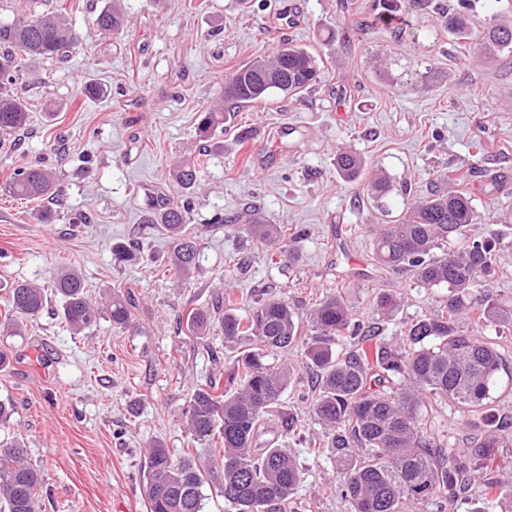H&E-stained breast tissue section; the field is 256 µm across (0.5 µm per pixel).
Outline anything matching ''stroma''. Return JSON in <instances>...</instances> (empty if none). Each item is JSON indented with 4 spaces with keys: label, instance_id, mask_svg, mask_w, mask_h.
Returning a JSON list of instances; mask_svg holds the SVG:
<instances>
[{
    "label": "stroma",
    "instance_id": "35a3bbf8",
    "mask_svg": "<svg viewBox=\"0 0 512 512\" xmlns=\"http://www.w3.org/2000/svg\"><path fill=\"white\" fill-rule=\"evenodd\" d=\"M448 2L398 0L388 11L381 0H288L300 24L286 37L315 53L318 83L225 113L205 140L198 125L221 109L226 75L278 48L267 24L276 0H121L129 25L114 36L92 29L107 0H0V22L60 6L79 36L68 56L23 71L13 90L30 106L27 124L0 137V400L13 407L0 441L21 444L44 471L41 512H147L142 471L156 441L203 466L217 458L218 443L195 441L184 410L196 385L224 375L242 349L224 340L225 309L251 318L259 291L302 319L343 288L354 320L385 343L447 303V288L417 287L376 262L372 230L398 223L416 198L455 192L448 168L470 172L482 215L474 231L497 241L489 293L512 298V52L480 48L481 19L512 23V0H473L477 23L465 39L440 17ZM87 82L106 96L82 97ZM342 146L366 163L355 180L336 171ZM201 151L207 168L182 193L172 168ZM21 164L52 170L55 198L9 194ZM377 173L390 181L386 195L370 189ZM186 201L200 250L175 279L172 240L149 217L159 203ZM219 213L226 223H213ZM255 222L288 225V236L259 248L246 234ZM132 240L135 258L115 262L113 244ZM66 271L98 304L132 289L130 323L104 316L73 333L53 295ZM21 281L50 294L32 321L7 311L5 288ZM384 293L400 298L386 318L376 306ZM196 308L210 317L203 336L182 330ZM302 352L284 355L295 374L258 443L287 446L303 469L288 512H348L330 490L336 469ZM287 416L302 423L289 439L280 434Z\"/></svg>",
    "mask_w": 512,
    "mask_h": 512
}]
</instances>
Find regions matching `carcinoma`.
<instances>
[{
	"mask_svg": "<svg viewBox=\"0 0 512 512\" xmlns=\"http://www.w3.org/2000/svg\"><path fill=\"white\" fill-rule=\"evenodd\" d=\"M468 0L448 9V29L468 36ZM484 49L493 54L512 48V24L491 17ZM128 25L119 0H111L97 15L95 28L117 34ZM77 40L61 10L0 24V135L21 130L28 120L23 99L5 91L25 65L63 56ZM317 58L306 48L283 44L273 58L256 56L225 77L224 95L234 107L248 106L280 93L293 96L317 81ZM205 166V159L183 160L173 168L177 185L188 192ZM365 163L352 150L336 154V170L346 180L358 178ZM52 171L39 166L13 169L7 184L16 197L39 199L52 195ZM189 206H166L157 223L176 238L171 257L178 273L189 271L197 258L194 238L185 234ZM481 216L469 191L462 189L408 204L402 220L378 232L375 259L398 268L421 288H448V304L411 324L394 345H378L368 356L371 336L352 321L341 292H333L310 310L306 326L282 298L262 300L251 319L224 314V341H249L225 379L211 378L192 393L186 411L189 430L200 441L219 435L224 448L209 470L187 456L174 459L157 442L147 450L143 491L148 512H204L206 485L216 481L224 503L234 512H286L288 501L303 481V470L286 448H259L254 442L264 429L266 415L292 379L286 365L267 359L309 333L306 367L315 371L319 390L312 411L331 435L338 492L350 512H422L432 507L445 512L448 501L464 493L471 471L483 473L485 494L512 488V458L507 447L512 416L493 413L496 375L501 369L500 336L487 328L512 325V300L474 294L489 287L496 267L495 247L486 238L468 234ZM250 232L262 245L288 236V227L254 224ZM457 240L460 246L443 256L440 244ZM65 323L76 333L104 314L122 327L132 316L128 292L112 295L106 307L92 304L82 277L60 274L55 282ZM44 289L30 283L9 286V311L25 317L46 307ZM209 317L192 309L186 317L190 336L208 330ZM350 341L349 349L335 345ZM457 407L469 416L471 428L485 435L471 448L454 447L442 425L424 411L437 406ZM44 474L32 467L18 444L0 447V512H41Z\"/></svg>",
	"mask_w": 512,
	"mask_h": 512,
	"instance_id": "carcinoma-1",
	"label": "carcinoma"
}]
</instances>
